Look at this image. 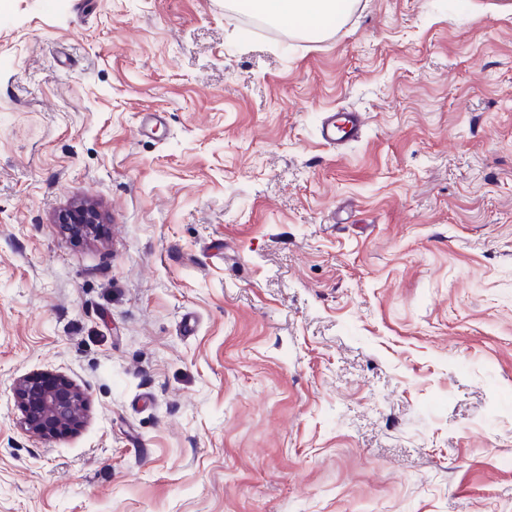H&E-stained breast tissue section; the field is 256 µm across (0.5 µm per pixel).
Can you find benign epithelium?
Returning <instances> with one entry per match:
<instances>
[{
	"label": "benign epithelium",
	"instance_id": "7a95c632",
	"mask_svg": "<svg viewBox=\"0 0 512 512\" xmlns=\"http://www.w3.org/2000/svg\"><path fill=\"white\" fill-rule=\"evenodd\" d=\"M57 223L72 234L89 236L101 223V214L95 204L80 201L61 211ZM14 396L25 431L40 439L74 432L85 415L84 393L63 375L20 378L14 385Z\"/></svg>",
	"mask_w": 512,
	"mask_h": 512
}]
</instances>
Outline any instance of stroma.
<instances>
[{"mask_svg": "<svg viewBox=\"0 0 512 512\" xmlns=\"http://www.w3.org/2000/svg\"><path fill=\"white\" fill-rule=\"evenodd\" d=\"M0 512H512V0H0ZM247 3L266 21L281 26L298 23L310 35L322 31L347 6L342 0H249ZM365 121L361 112L346 111L324 115L320 122V137L328 145L338 146L358 141ZM57 223L70 224L64 225V227L72 234L90 236L93 234L96 224L101 223V214L94 203L80 201L61 211L57 216ZM14 396L25 431L40 439L74 432L85 415L84 393L63 375L20 378L14 385Z\"/></svg>", "mask_w": 512, "mask_h": 512, "instance_id": "stroma-1", "label": "stroma"}]
</instances>
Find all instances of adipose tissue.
<instances>
[{
	"mask_svg": "<svg viewBox=\"0 0 512 512\" xmlns=\"http://www.w3.org/2000/svg\"><path fill=\"white\" fill-rule=\"evenodd\" d=\"M248 5L272 24L298 23L312 35L322 31L346 7L345 0H248Z\"/></svg>",
	"mask_w": 512,
	"mask_h": 512,
	"instance_id": "obj_1",
	"label": "adipose tissue"
}]
</instances>
